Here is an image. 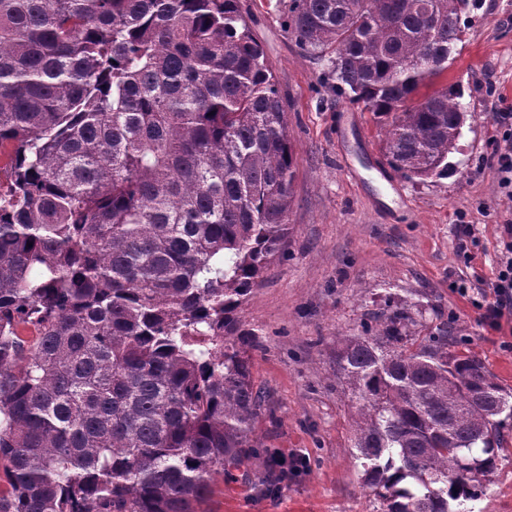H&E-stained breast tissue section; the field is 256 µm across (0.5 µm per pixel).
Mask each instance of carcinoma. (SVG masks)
Masks as SVG:
<instances>
[{"label": "carcinoma", "instance_id": "cac0c4a2", "mask_svg": "<svg viewBox=\"0 0 512 512\" xmlns=\"http://www.w3.org/2000/svg\"><path fill=\"white\" fill-rule=\"evenodd\" d=\"M467 0H285L407 179L448 174ZM0 512H197L265 453L237 311L284 257L286 106L239 0H0ZM336 337L352 458L383 512H468L512 392L448 321Z\"/></svg>", "mask_w": 512, "mask_h": 512}]
</instances>
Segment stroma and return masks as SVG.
Instances as JSON below:
<instances>
[{"label": "stroma", "mask_w": 512, "mask_h": 512, "mask_svg": "<svg viewBox=\"0 0 512 512\" xmlns=\"http://www.w3.org/2000/svg\"><path fill=\"white\" fill-rule=\"evenodd\" d=\"M278 0H240L266 64L287 104L297 174L285 260L271 265L240 307L256 386L271 413L256 435L279 455L305 457V473L286 476L275 495L255 481L259 461L215 474L199 512H382L349 454L347 397L332 380L336 339L361 334L387 305L407 299L417 321L453 323L457 350L475 353L512 390V317L493 329L480 320L470 288L490 281L499 227L512 221V197L499 185L497 144L512 113V0H468L462 35L447 70L433 82L464 86L465 121L447 175L408 179L380 151L382 131L364 104L337 97L330 61L306 55L286 32ZM472 227L469 255L458 227ZM484 494L471 512H512V418Z\"/></svg>", "instance_id": "obj_1"}]
</instances>
